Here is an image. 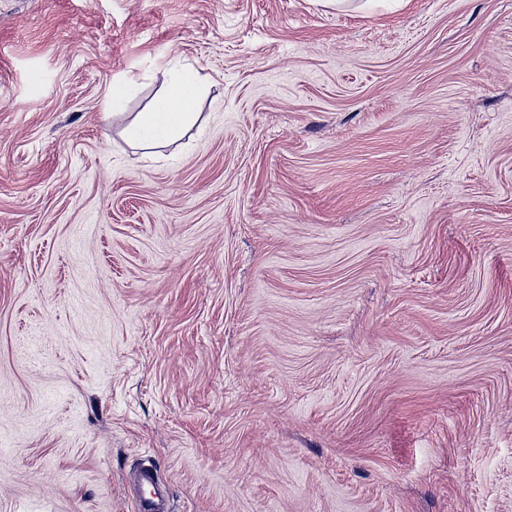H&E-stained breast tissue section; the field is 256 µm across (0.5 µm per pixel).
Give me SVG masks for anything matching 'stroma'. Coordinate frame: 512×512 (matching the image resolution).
Returning <instances> with one entry per match:
<instances>
[{
	"label": "stroma",
	"mask_w": 512,
	"mask_h": 512,
	"mask_svg": "<svg viewBox=\"0 0 512 512\" xmlns=\"http://www.w3.org/2000/svg\"><path fill=\"white\" fill-rule=\"evenodd\" d=\"M1 439L0 512H512V0H0ZM202 88V80L195 70L171 62L164 93L129 122L124 129L126 140L141 149L178 140L198 118L194 110Z\"/></svg>",
	"instance_id": "35a3bbf8"
}]
</instances>
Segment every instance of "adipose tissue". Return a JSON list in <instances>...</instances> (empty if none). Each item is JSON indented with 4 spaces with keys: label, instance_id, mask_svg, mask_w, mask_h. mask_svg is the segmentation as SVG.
<instances>
[{
    "label": "adipose tissue",
    "instance_id": "adipose-tissue-1",
    "mask_svg": "<svg viewBox=\"0 0 512 512\" xmlns=\"http://www.w3.org/2000/svg\"><path fill=\"white\" fill-rule=\"evenodd\" d=\"M202 88L195 70L170 63L164 93L129 122L124 130L126 140L141 149L178 140L198 118L195 106Z\"/></svg>",
    "mask_w": 512,
    "mask_h": 512
}]
</instances>
